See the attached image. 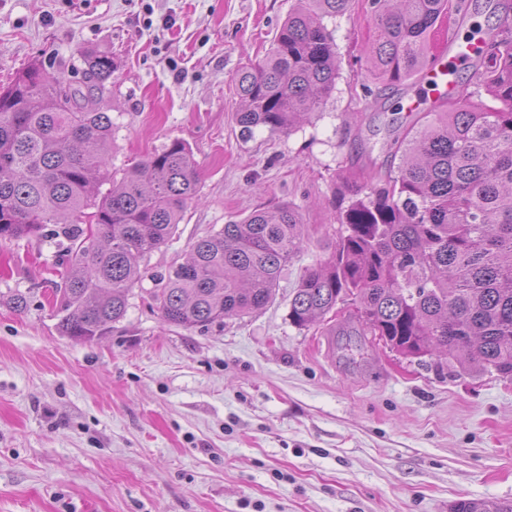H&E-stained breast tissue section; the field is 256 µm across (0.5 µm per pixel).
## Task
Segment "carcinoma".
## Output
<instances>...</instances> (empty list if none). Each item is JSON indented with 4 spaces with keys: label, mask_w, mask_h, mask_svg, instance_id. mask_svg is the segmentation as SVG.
<instances>
[{
    "label": "carcinoma",
    "mask_w": 512,
    "mask_h": 512,
    "mask_svg": "<svg viewBox=\"0 0 512 512\" xmlns=\"http://www.w3.org/2000/svg\"><path fill=\"white\" fill-rule=\"evenodd\" d=\"M478 0H366L374 39L366 72L399 90L433 56L450 16ZM352 0H297L262 59L234 78L242 134L287 133L323 109L339 60L324 19ZM472 67L493 104L465 95L423 112L391 146L396 167L364 166L339 195L340 234L331 256L304 271L288 317L320 322L352 300L355 334L405 356L442 351L512 379V3L483 33ZM72 83L34 62L0 88V240L53 236L68 242L69 267L55 316L62 335L92 341L124 318L142 279L138 259L160 249L198 195L189 144L174 139L115 180L105 169L112 118L85 101L99 97L112 55H84ZM112 188L97 191L104 182ZM98 241L85 246L89 225ZM299 211L282 204L231 221L194 241L157 274L150 293L168 323L203 328L270 303L281 273L302 248ZM450 512H512V501L462 500Z\"/></svg>",
    "instance_id": "cac0c4a2"
}]
</instances>
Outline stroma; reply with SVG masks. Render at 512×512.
<instances>
[{
  "mask_svg": "<svg viewBox=\"0 0 512 512\" xmlns=\"http://www.w3.org/2000/svg\"><path fill=\"white\" fill-rule=\"evenodd\" d=\"M295 0H0V86L39 61L72 82L82 57L116 68L100 105L110 167L185 140L199 193L102 340L61 336L51 237L0 241V512H450L512 500V380L462 373L381 342L348 350L342 325L288 319L306 268L339 235L341 177L381 167L413 113L362 95L373 27L364 0L328 22L340 62L322 111L288 133L240 135L232 79L263 56ZM298 208L304 243L274 300L205 329L150 307L155 274L196 239L253 211ZM27 298L24 310L11 295ZM451 512H512V501L462 500L451 505Z\"/></svg>",
  "mask_w": 512,
  "mask_h": 512,
  "instance_id": "stroma-1",
  "label": "stroma"
}]
</instances>
